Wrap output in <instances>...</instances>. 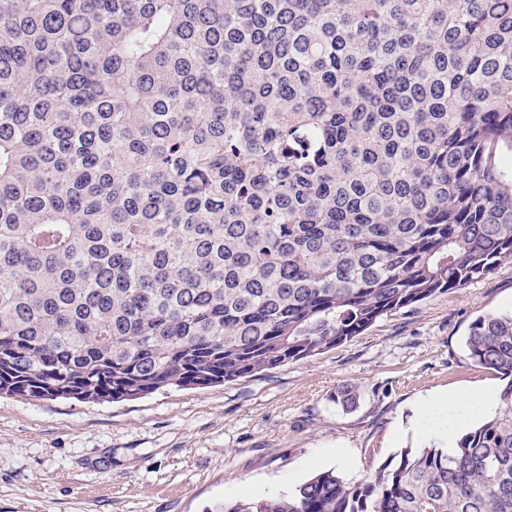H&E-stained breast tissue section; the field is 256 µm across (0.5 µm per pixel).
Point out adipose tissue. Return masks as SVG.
<instances>
[{"label":"adipose tissue","instance_id":"1","mask_svg":"<svg viewBox=\"0 0 512 512\" xmlns=\"http://www.w3.org/2000/svg\"><path fill=\"white\" fill-rule=\"evenodd\" d=\"M499 403V398L486 387L474 388L464 397L448 392L434 394L426 398L413 427L424 435L441 437L450 445L477 413H493Z\"/></svg>","mask_w":512,"mask_h":512}]
</instances>
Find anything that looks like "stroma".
<instances>
[{"instance_id":"obj_1","label":"stroma","mask_w":512,"mask_h":512,"mask_svg":"<svg viewBox=\"0 0 512 512\" xmlns=\"http://www.w3.org/2000/svg\"><path fill=\"white\" fill-rule=\"evenodd\" d=\"M512 308V260L311 360L217 386L88 403L0 394V512H209L336 471L361 480L432 440L422 399L504 382L475 365L478 316ZM357 395L344 405V388Z\"/></svg>"}]
</instances>
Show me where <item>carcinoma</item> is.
I'll use <instances>...</instances> for the list:
<instances>
[{
    "label": "carcinoma",
    "mask_w": 512,
    "mask_h": 512,
    "mask_svg": "<svg viewBox=\"0 0 512 512\" xmlns=\"http://www.w3.org/2000/svg\"><path fill=\"white\" fill-rule=\"evenodd\" d=\"M512 259V0H0V393L88 402L315 357ZM501 405L211 512H512Z\"/></svg>",
    "instance_id": "carcinoma-1"
}]
</instances>
